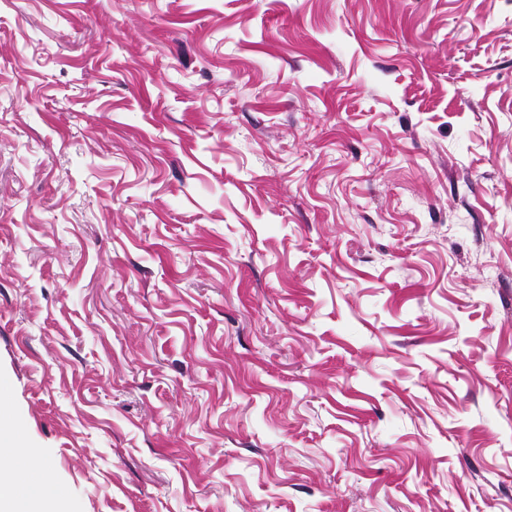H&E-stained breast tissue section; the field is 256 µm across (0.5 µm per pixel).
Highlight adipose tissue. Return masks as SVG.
Listing matches in <instances>:
<instances>
[{"label": "adipose tissue", "instance_id": "ef3b65f1", "mask_svg": "<svg viewBox=\"0 0 512 512\" xmlns=\"http://www.w3.org/2000/svg\"><path fill=\"white\" fill-rule=\"evenodd\" d=\"M0 448L12 459L0 467V512H56L62 493L47 466L23 447L13 422L0 423Z\"/></svg>", "mask_w": 512, "mask_h": 512}]
</instances>
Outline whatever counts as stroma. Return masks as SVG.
<instances>
[{"label":"stroma","mask_w":512,"mask_h":512,"mask_svg":"<svg viewBox=\"0 0 512 512\" xmlns=\"http://www.w3.org/2000/svg\"><path fill=\"white\" fill-rule=\"evenodd\" d=\"M0 406L65 512H512V0H0Z\"/></svg>","instance_id":"35a3bbf8"}]
</instances>
